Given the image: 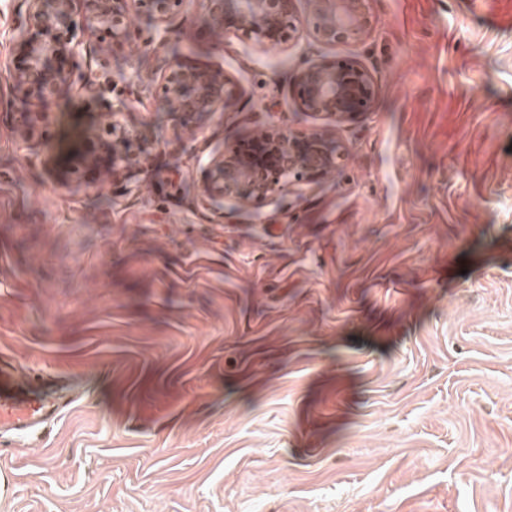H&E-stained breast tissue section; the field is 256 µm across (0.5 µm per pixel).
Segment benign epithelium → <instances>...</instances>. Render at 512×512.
Returning <instances> with one entry per match:
<instances>
[{
	"label": "benign epithelium",
	"mask_w": 512,
	"mask_h": 512,
	"mask_svg": "<svg viewBox=\"0 0 512 512\" xmlns=\"http://www.w3.org/2000/svg\"><path fill=\"white\" fill-rule=\"evenodd\" d=\"M304 5L298 17L296 3ZM369 0H204L209 29L219 45L224 37L243 35L267 52L278 50L299 33L306 32L319 47L342 41L359 42L372 27ZM183 0H22L13 21L20 31L6 78L18 95L35 101V108L7 115L16 136L28 143L50 134L54 114L50 105L58 89L72 79L68 61L82 41L76 30L105 31L110 39L85 47L102 60L136 44L140 39L132 16L144 14L157 25L169 26ZM143 87L130 84L119 89L105 71H90L78 79L75 92L88 100L102 101L114 92L117 101L100 113L99 130L89 128L80 136L78 149L68 163L92 175V186L130 182L148 168V123L128 125L117 120ZM288 95L306 115L328 119L340 126L374 111L377 86L367 68L352 58L307 59L288 78ZM161 105L184 127L210 112H233L239 93L224 69L198 62L189 55L174 58L160 85ZM274 104L264 103L250 119L246 133L224 142V151L210 158L196 185V206L204 211L221 201L249 208L286 192H302L305 185H320L334 178L348 156L347 147L331 141L319 128L299 131L286 121L268 120Z\"/></svg>",
	"instance_id": "benign-epithelium-1"
}]
</instances>
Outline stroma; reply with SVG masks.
<instances>
[{
    "instance_id": "35a3bbf8",
    "label": "stroma",
    "mask_w": 512,
    "mask_h": 512,
    "mask_svg": "<svg viewBox=\"0 0 512 512\" xmlns=\"http://www.w3.org/2000/svg\"><path fill=\"white\" fill-rule=\"evenodd\" d=\"M370 0L374 112L325 132L335 181L217 224L195 182L252 110L297 130L310 53L211 37L201 0L75 73L145 87L153 132L127 184L58 181L102 104L66 92L49 139L6 113L18 0H0V352L74 375L84 398L41 448L0 444V512H512V0ZM223 68L235 112L184 129L170 60Z\"/></svg>"
}]
</instances>
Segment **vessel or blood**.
<instances>
[{
    "label": "vessel or blood",
    "mask_w": 512,
    "mask_h": 512,
    "mask_svg": "<svg viewBox=\"0 0 512 512\" xmlns=\"http://www.w3.org/2000/svg\"><path fill=\"white\" fill-rule=\"evenodd\" d=\"M81 398L60 373L36 372L0 353V438L30 447L45 442L52 425Z\"/></svg>",
    "instance_id": "vessel-or-blood-1"
}]
</instances>
